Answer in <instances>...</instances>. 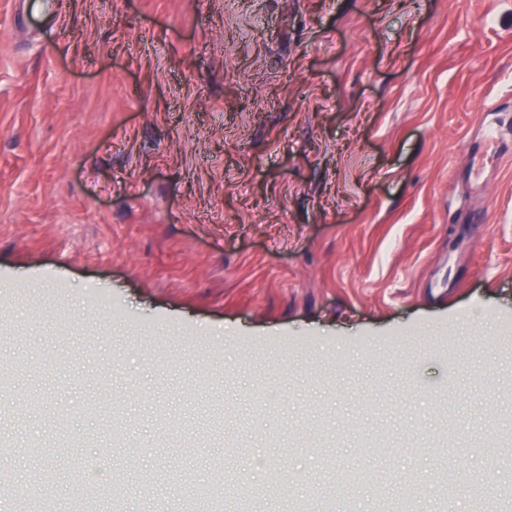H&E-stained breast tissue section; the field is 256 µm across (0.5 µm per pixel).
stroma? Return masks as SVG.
<instances>
[{
	"label": "stroma",
	"mask_w": 512,
	"mask_h": 512,
	"mask_svg": "<svg viewBox=\"0 0 512 512\" xmlns=\"http://www.w3.org/2000/svg\"><path fill=\"white\" fill-rule=\"evenodd\" d=\"M55 10L0 0V474L71 512L123 427L96 512H474L442 459L512 512V0Z\"/></svg>",
	"instance_id": "35a3bbf8"
}]
</instances>
